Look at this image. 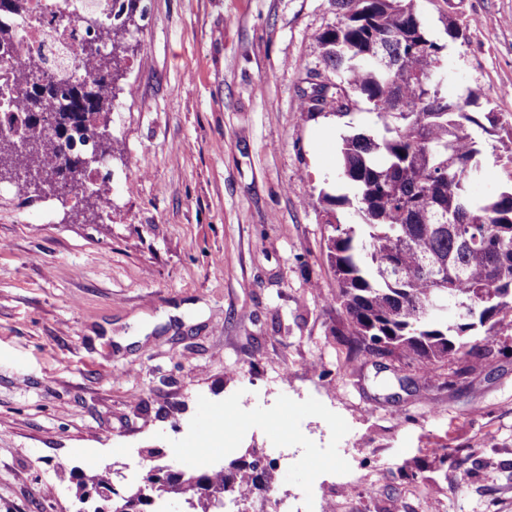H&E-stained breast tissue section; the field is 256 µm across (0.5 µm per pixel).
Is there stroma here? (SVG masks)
I'll return each instance as SVG.
<instances>
[{"label": "stroma", "mask_w": 512, "mask_h": 512, "mask_svg": "<svg viewBox=\"0 0 512 512\" xmlns=\"http://www.w3.org/2000/svg\"><path fill=\"white\" fill-rule=\"evenodd\" d=\"M115 84L111 217L0 180V512H72L79 473L136 489L149 450L190 471L262 458L264 491L335 512H512V332L453 385L350 352L319 191L368 104L309 117L335 0H142ZM444 47L441 92L479 94L478 198L512 184V0H414ZM462 35L451 39L446 16ZM243 428L206 424L204 407ZM466 456L463 470L433 451ZM373 488L336 481L345 464Z\"/></svg>", "instance_id": "obj_1"}]
</instances>
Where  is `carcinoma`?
Listing matches in <instances>:
<instances>
[{"instance_id":"obj_1","label":"carcinoma","mask_w":512,"mask_h":512,"mask_svg":"<svg viewBox=\"0 0 512 512\" xmlns=\"http://www.w3.org/2000/svg\"><path fill=\"white\" fill-rule=\"evenodd\" d=\"M113 2L121 3L125 20L112 22L111 50L102 55L88 39L79 44L89 76L75 80L67 67L52 77L23 69L12 74L14 85L25 89L28 111L42 113L47 101L54 102L48 134L61 161L51 167L53 179L38 183L53 193L83 166L69 153L70 140L94 136L100 118L114 109L120 54L139 0ZM336 6L341 19L317 41L337 82L328 88L308 78L301 108L315 117L318 107L334 109L344 95L354 103L362 99L383 129L377 136L342 139L341 174L354 197L319 193L328 209L352 205L360 219L347 227L327 221L336 305L346 315L350 347L363 356L387 353L441 376L457 360L453 373L462 376L489 337L512 330V189L472 198L482 149L470 133L481 126L471 108L479 95L469 91L450 101L442 94L435 78L443 46L430 39L413 0H336ZM382 51L389 69L375 61ZM45 147L42 138L25 153L0 148V167L43 169ZM391 266L399 275H387ZM441 268L448 271L446 288L435 281ZM450 301L460 309L452 324L436 314ZM58 477L75 481L77 494L113 483L105 469L77 476L61 468ZM235 481L260 487L250 466L239 467ZM227 485L222 467L180 470L157 482L153 496L158 506L179 498L189 512H224Z\"/></svg>"}]
</instances>
